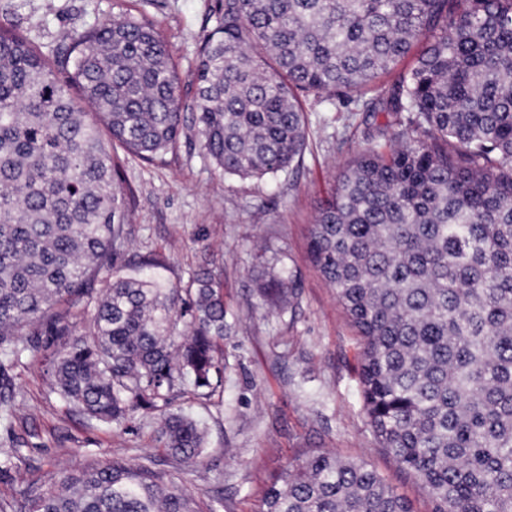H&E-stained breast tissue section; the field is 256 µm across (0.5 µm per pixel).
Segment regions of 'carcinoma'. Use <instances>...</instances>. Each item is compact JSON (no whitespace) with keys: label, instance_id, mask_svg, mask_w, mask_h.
I'll list each match as a JSON object with an SVG mask.
<instances>
[{"label":"carcinoma","instance_id":"carcinoma-1","mask_svg":"<svg viewBox=\"0 0 512 512\" xmlns=\"http://www.w3.org/2000/svg\"><path fill=\"white\" fill-rule=\"evenodd\" d=\"M212 17L188 103L144 15L70 32L50 55L0 25V412L16 411L6 367L43 342L69 406L118 426L157 412L161 447L200 461L204 431L171 405L188 386L224 391L221 285L204 264L185 289L159 257L118 267L133 191L98 124L162 164L189 110L218 170L261 179L305 152L300 96L354 95L386 120L321 206L310 254L362 337L366 414L435 512H512V0H216ZM295 296L279 274L258 285L262 305ZM91 303L81 334L55 311ZM24 499L28 512H197L146 463ZM262 505L413 512L365 462L322 451L290 463Z\"/></svg>","mask_w":512,"mask_h":512}]
</instances>
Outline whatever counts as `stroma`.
<instances>
[{
    "instance_id": "35a3bbf8",
    "label": "stroma",
    "mask_w": 512,
    "mask_h": 512,
    "mask_svg": "<svg viewBox=\"0 0 512 512\" xmlns=\"http://www.w3.org/2000/svg\"><path fill=\"white\" fill-rule=\"evenodd\" d=\"M214 0H0V24L52 52L67 30H85L126 9L141 10L172 43L183 81H191ZM307 149L292 171L261 180L223 175L193 135L181 137L163 166L128 160L124 177L135 193L126 259L149 253L168 259L165 276L187 285L201 264L224 289L229 325L224 393L210 400L186 390L178 406L207 430L201 462L170 456L156 440L157 414L105 425L72 414L51 392L49 352H29L11 371L18 406L0 419V448L22 442V459L0 470V500L47 491L64 472L115 458L152 460L199 508L261 512V497L298 456L327 450L365 461L412 504L434 512L420 482L381 448L363 410L361 341L336 294L308 255L310 228L338 174L361 149L371 125L344 97L303 101ZM287 271L298 284L295 305L255 307L258 277Z\"/></svg>"
}]
</instances>
